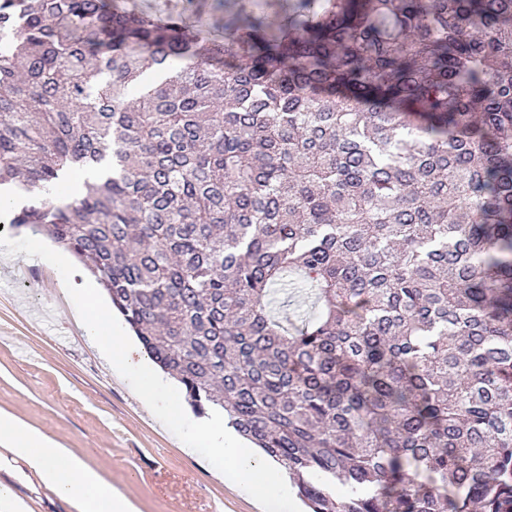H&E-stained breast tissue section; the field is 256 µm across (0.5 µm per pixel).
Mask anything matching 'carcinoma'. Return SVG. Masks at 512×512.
<instances>
[{
  "instance_id": "obj_1",
  "label": "carcinoma",
  "mask_w": 512,
  "mask_h": 512,
  "mask_svg": "<svg viewBox=\"0 0 512 512\" xmlns=\"http://www.w3.org/2000/svg\"><path fill=\"white\" fill-rule=\"evenodd\" d=\"M195 4L0 0L11 224L309 512H512V0Z\"/></svg>"
}]
</instances>
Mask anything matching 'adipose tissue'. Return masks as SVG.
Masks as SVG:
<instances>
[{
	"mask_svg": "<svg viewBox=\"0 0 512 512\" xmlns=\"http://www.w3.org/2000/svg\"><path fill=\"white\" fill-rule=\"evenodd\" d=\"M0 451L24 460L76 512H136L132 502L87 469L70 449L6 414L0 415Z\"/></svg>",
	"mask_w": 512,
	"mask_h": 512,
	"instance_id": "adipose-tissue-1",
	"label": "adipose tissue"
}]
</instances>
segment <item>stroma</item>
Returning <instances> with one entry per match:
<instances>
[{
  "mask_svg": "<svg viewBox=\"0 0 512 512\" xmlns=\"http://www.w3.org/2000/svg\"><path fill=\"white\" fill-rule=\"evenodd\" d=\"M72 449L139 512H257L118 380L86 339L60 273L0 253V413ZM0 482L28 512H74L21 461Z\"/></svg>",
  "mask_w": 512,
  "mask_h": 512,
  "instance_id": "obj_1",
  "label": "stroma"
}]
</instances>
